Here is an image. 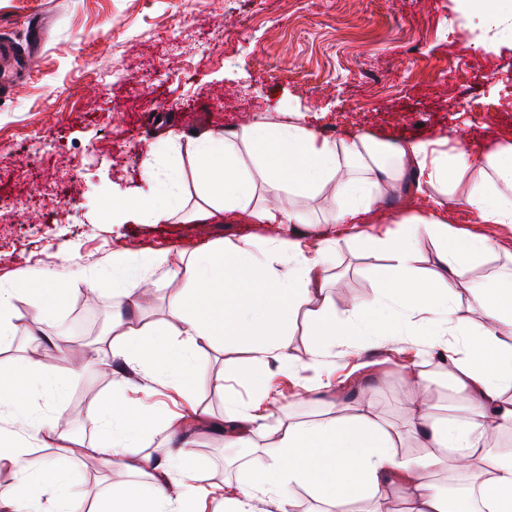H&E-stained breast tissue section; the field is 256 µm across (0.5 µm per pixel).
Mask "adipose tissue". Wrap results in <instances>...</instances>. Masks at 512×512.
Here are the masks:
<instances>
[{
  "label": "adipose tissue",
  "instance_id": "ef3b65f1",
  "mask_svg": "<svg viewBox=\"0 0 512 512\" xmlns=\"http://www.w3.org/2000/svg\"><path fill=\"white\" fill-rule=\"evenodd\" d=\"M194 166L201 202L184 213V221L215 224L242 217L252 224H307L309 211L295 197L313 198L329 187L330 223L354 226L358 251L380 253L389 278L372 299L351 302L340 321L322 297L330 279L323 256L335 238L312 244L298 235L275 237L260 251L246 240L229 250L206 243L171 271L181 287L170 294L162 325L113 335V355L146 377L182 387L194 375L201 346L228 340L254 353L253 396L231 402L223 425L225 447L238 448L264 434L275 413L264 367L271 359L291 363L288 335L299 309L307 311L315 356L335 343L358 350L372 337L399 335L411 329L415 314L430 312L433 336L452 338L448 377L462 403L428 404L425 379L413 374L412 402L401 421H381L369 396L352 416L335 403L329 417L279 423L275 448L255 451L243 464L247 479L219 497L199 483L190 465L194 452L187 430L198 411L169 419L164 441L149 451L143 442L153 420L133 402L109 394L99 405L100 438L80 448L105 471L107 483L96 500L87 502L71 490L65 463L31 455L18 434L0 427V512H208L216 499L223 512H291L301 490L311 493L321 512H352L361 501L371 503L372 512H384L398 486L405 492L402 512H512V451L490 444L495 429L512 426V346L502 342L512 335V273L470 278L471 269L503 247L453 228L448 219V204L456 201L475 223L512 226V143L475 156L460 142L390 143L357 133L336 141L292 111L280 121L204 133ZM145 180L148 190L140 198L113 194L106 223L162 224L174 216V185L150 163ZM412 189L425 194L424 204L394 217L384 237L361 232V225L384 223L379 210L388 191L403 196ZM423 236L437 246L436 265L425 273L417 266ZM112 278V323L118 326L123 308H142L152 291L121 250L112 254ZM38 284L40 300L28 334L51 354L55 347L44 341L42 327L54 320L67 293L49 271ZM462 291L470 312L481 316L479 325L458 316ZM39 389L54 400L66 391L43 359L0 368V415L28 412L31 437L49 448L63 437L53 418L30 405ZM406 434L420 439L427 454L400 455L398 443ZM449 465L468 476L464 501L450 500L427 480Z\"/></svg>",
  "mask_w": 512,
  "mask_h": 512
}]
</instances>
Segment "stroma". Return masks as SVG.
<instances>
[{
    "mask_svg": "<svg viewBox=\"0 0 512 512\" xmlns=\"http://www.w3.org/2000/svg\"><path fill=\"white\" fill-rule=\"evenodd\" d=\"M458 0H0V41L26 47L28 23L47 22L37 66L13 97L0 99V286L20 289L16 319L34 315L26 294L44 271L69 290L47 335L71 349L96 345V333L68 335L60 327L92 299L112 308V253L134 264L163 252L170 266L184 250L204 242L232 247L251 240L264 248L265 225L106 224L113 193H137L142 166L153 156L160 171L179 170L182 203L199 200L193 171L197 136L277 119L297 109L325 137L367 131L382 138L463 140L482 154L512 139V41L497 30L475 43L472 21L455 35L444 26ZM240 32L224 42L225 30ZM176 35L169 51L166 36ZM494 106L471 109V98ZM331 190L308 204L316 221L288 224L284 234L315 240L331 233V275L326 293L345 318L351 300L370 299L384 283L386 263L358 257L348 231L325 224ZM307 317L299 315L288 338L294 361L269 363L286 414L298 419L326 412L327 402H356L360 386L375 390L385 417L400 420L410 402L408 375L425 376L430 395L451 397L441 347L421 336H377L353 350L336 345L309 364ZM251 352L228 342L196 352L197 381L190 394L155 387L144 392L132 368L103 376L83 359L55 404L57 430L97 439V397L115 383L162 422L188 403L213 421L224 417V398L249 401ZM224 377L223 388L210 387ZM208 483L243 478L250 451L228 448L203 427L194 447Z\"/></svg>",
    "mask_w": 512,
    "mask_h": 512,
    "instance_id": "35a3bbf8",
    "label": "stroma"
}]
</instances>
